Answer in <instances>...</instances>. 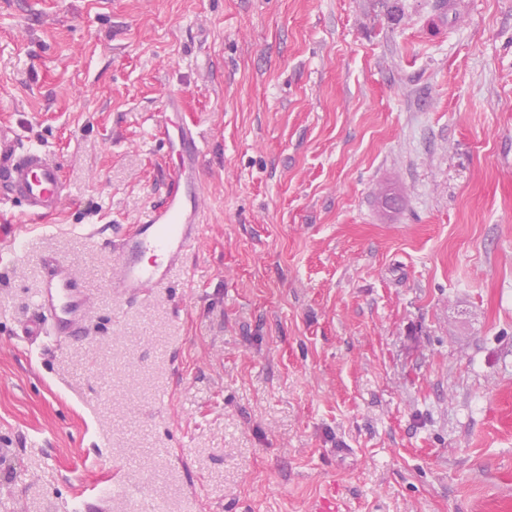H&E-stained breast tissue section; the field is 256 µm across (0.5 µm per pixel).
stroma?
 <instances>
[{"mask_svg":"<svg viewBox=\"0 0 512 512\" xmlns=\"http://www.w3.org/2000/svg\"><path fill=\"white\" fill-rule=\"evenodd\" d=\"M169 94L202 231L120 304ZM0 126L67 192L0 262V512H512V0H0ZM48 252L97 300L38 349Z\"/></svg>","mask_w":512,"mask_h":512,"instance_id":"1","label":"stroma"}]
</instances>
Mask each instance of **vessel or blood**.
<instances>
[{
    "mask_svg": "<svg viewBox=\"0 0 512 512\" xmlns=\"http://www.w3.org/2000/svg\"><path fill=\"white\" fill-rule=\"evenodd\" d=\"M182 112L181 98L168 95L159 128L178 166L170 175L164 204L119 242V259L105 278L115 301L146 298L148 290L165 284L200 235L201 139ZM64 200L62 170L54 153L25 145L12 128H0V206L20 201L27 216L47 218L59 213ZM42 265L45 274L30 301L32 315L16 331L19 340L39 347L79 329L94 296L73 263L47 255Z\"/></svg>",
    "mask_w": 512,
    "mask_h": 512,
    "instance_id": "1",
    "label": "vessel or blood"
}]
</instances>
